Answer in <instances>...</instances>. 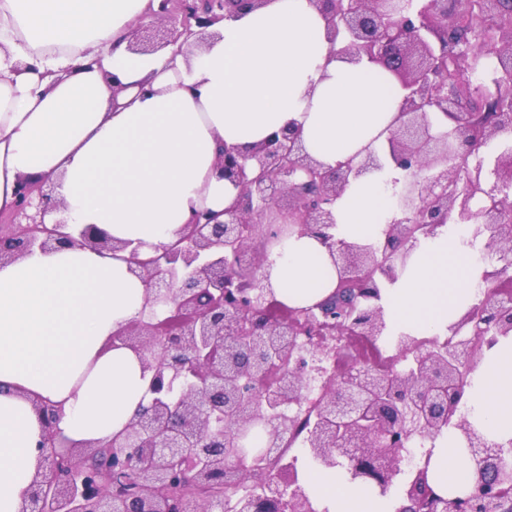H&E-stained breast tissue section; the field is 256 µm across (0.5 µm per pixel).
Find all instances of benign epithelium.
<instances>
[{"label": "benign epithelium", "instance_id": "7a95c632", "mask_svg": "<svg viewBox=\"0 0 512 512\" xmlns=\"http://www.w3.org/2000/svg\"><path fill=\"white\" fill-rule=\"evenodd\" d=\"M266 0H158L153 19L132 30L128 49L151 53L184 36L206 43L225 16ZM327 22L339 53L366 56L392 73L403 95L381 156L368 151L334 167L312 158L293 129L273 132L243 153L222 149L220 176L239 188L222 213L195 212L172 244L146 259L126 241L93 226L78 236L64 223L44 224L56 207L43 183L22 181L10 228L0 232V261L35 248L88 244L130 250L131 271L150 287L147 304L163 306L115 334L151 373L150 402L103 445L61 450L54 428L62 409L36 399L45 436L40 463L21 512H224V492H234L247 457L263 460L296 431L304 404V375L320 373L314 348L304 356L300 337L385 336L381 290L394 283L412 248L448 221L477 225L488 234L493 270L479 303L449 327L448 346L418 348L415 337L395 342L394 359L411 358L405 371L385 373L357 362L343 378L324 376L307 454L323 468L348 467L351 478L389 493L395 483L408 505L399 512H512V448L489 442L458 413L467 374L501 337L512 335V108L474 130L470 106L512 77V23L489 43L455 41L459 0H312ZM494 52L487 81L472 82L477 52ZM493 145L487 153L480 148ZM468 159L460 169L456 158ZM411 172L395 183L396 214L376 245L338 239L334 204L350 180L384 161ZM319 239L336 267L338 288L309 307L269 319L275 300L260 271L268 253L260 237L285 232ZM276 360L283 375L270 388L251 385ZM234 428V448L224 450V422ZM452 430L465 441L477 473L472 491L439 495L429 484V461L399 482L402 452L417 439ZM236 512H318L299 478L297 460L264 480V493L235 505Z\"/></svg>", "mask_w": 512, "mask_h": 512}]
</instances>
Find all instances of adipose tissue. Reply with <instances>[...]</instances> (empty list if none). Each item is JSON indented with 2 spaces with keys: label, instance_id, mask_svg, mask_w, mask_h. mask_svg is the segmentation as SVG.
Listing matches in <instances>:
<instances>
[{
  "label": "adipose tissue",
  "instance_id": "1",
  "mask_svg": "<svg viewBox=\"0 0 512 512\" xmlns=\"http://www.w3.org/2000/svg\"><path fill=\"white\" fill-rule=\"evenodd\" d=\"M151 0H0V213L19 181L55 185L45 223L97 225L142 254L176 241L192 213L223 211L238 190L217 172L223 146L248 150L298 129L308 153L335 166L388 135L401 93L385 71L337 55L311 0H268L217 25L198 48L129 51ZM387 168L352 180L335 204L337 238L382 240L394 210ZM460 224L422 240L387 288L390 332L448 334L472 305L486 264ZM264 282L307 307L336 287L324 245L294 237L271 257ZM146 284L122 255L88 246L0 262V512H20L44 429L32 401L62 405L58 448L102 443L149 402L136 354L113 345L139 318ZM469 420L492 442L512 440V336L485 351L471 375ZM439 494L471 491L476 474L446 432L426 441ZM320 512H398L346 468H306Z\"/></svg>",
  "mask_w": 512,
  "mask_h": 512
}]
</instances>
